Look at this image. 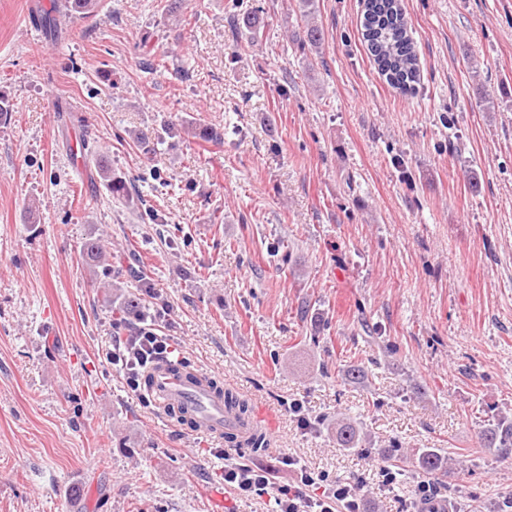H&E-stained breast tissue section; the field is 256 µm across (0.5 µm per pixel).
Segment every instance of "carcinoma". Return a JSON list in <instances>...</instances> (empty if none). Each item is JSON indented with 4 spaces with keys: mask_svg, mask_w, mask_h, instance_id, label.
<instances>
[{
    "mask_svg": "<svg viewBox=\"0 0 512 512\" xmlns=\"http://www.w3.org/2000/svg\"><path fill=\"white\" fill-rule=\"evenodd\" d=\"M98 0H66V16L71 19H89L95 15ZM298 8L304 24L291 34L292 41L304 50L320 48L323 41V29L316 14V0H298ZM366 13L363 39L379 68L381 75L393 87L408 91L413 89L419 79L417 56L413 50L400 0H364ZM227 24L239 40L248 44L258 41L265 27L264 11L258 7L244 5V0H228L225 7ZM43 35L48 41L59 36L56 18L51 10L40 9L34 13ZM183 133L202 143L217 142L224 139V129L202 122L187 121L182 126ZM86 155L94 157L99 181L112 198L134 206L143 202L136 186L124 176L113 170L104 160V156L82 147ZM106 244L100 239L88 240L83 249V258L89 272L105 264ZM212 388L224 396L228 412L238 421L242 431L224 433V441L232 447L253 448L257 451L267 447L263 433L249 430V407L246 400L231 392L224 391L221 384L213 380ZM336 444L342 448H358L362 443L360 430L356 425L336 421ZM481 447L501 455L512 451V420L501 418L496 427L484 435ZM417 467L425 475L442 469L440 455L428 448L418 456Z\"/></svg>",
    "mask_w": 512,
    "mask_h": 512,
    "instance_id": "carcinoma-1",
    "label": "carcinoma"
}]
</instances>
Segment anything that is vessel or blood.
<instances>
[{
	"mask_svg": "<svg viewBox=\"0 0 512 512\" xmlns=\"http://www.w3.org/2000/svg\"><path fill=\"white\" fill-rule=\"evenodd\" d=\"M149 395L159 408L181 404L191 409L196 431L212 438L222 439L225 429L235 424L224 410L223 398L212 393L203 378L190 380L174 374L168 364L154 370Z\"/></svg>",
	"mask_w": 512,
	"mask_h": 512,
	"instance_id": "obj_1",
	"label": "vessel or blood"
}]
</instances>
